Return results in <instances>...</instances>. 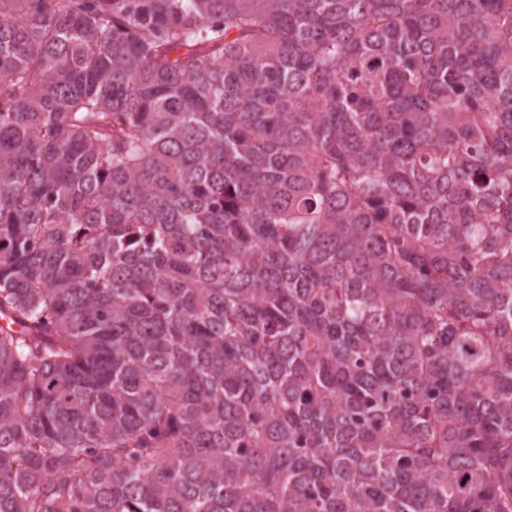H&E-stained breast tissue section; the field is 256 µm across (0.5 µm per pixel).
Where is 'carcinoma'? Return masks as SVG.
Listing matches in <instances>:
<instances>
[{"label": "carcinoma", "mask_w": 512, "mask_h": 512, "mask_svg": "<svg viewBox=\"0 0 512 512\" xmlns=\"http://www.w3.org/2000/svg\"><path fill=\"white\" fill-rule=\"evenodd\" d=\"M0 512H512V0H0Z\"/></svg>", "instance_id": "cac0c4a2"}]
</instances>
